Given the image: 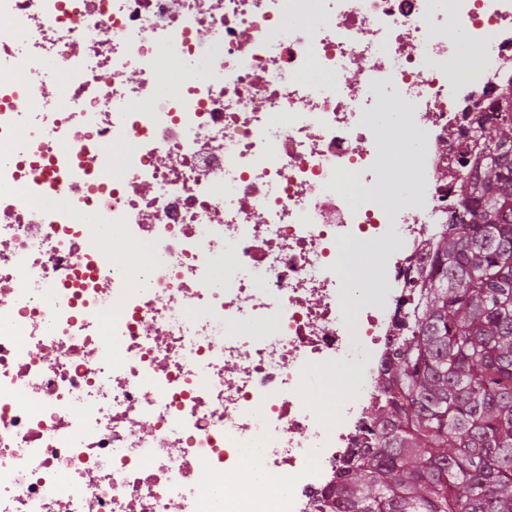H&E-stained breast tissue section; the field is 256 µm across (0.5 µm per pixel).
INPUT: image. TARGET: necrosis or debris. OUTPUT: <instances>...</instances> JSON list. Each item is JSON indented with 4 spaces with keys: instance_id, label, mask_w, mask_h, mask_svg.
Instances as JSON below:
<instances>
[{
    "instance_id": "obj_1",
    "label": "necrosis or debris",
    "mask_w": 512,
    "mask_h": 512,
    "mask_svg": "<svg viewBox=\"0 0 512 512\" xmlns=\"http://www.w3.org/2000/svg\"><path fill=\"white\" fill-rule=\"evenodd\" d=\"M0 17V512H265L250 459L288 512H321L457 205L440 171L512 82V0ZM101 224L146 261H108ZM343 242L378 255L372 279L343 272Z\"/></svg>"
}]
</instances>
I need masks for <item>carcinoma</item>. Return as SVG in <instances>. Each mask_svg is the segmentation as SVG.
Returning a JSON list of instances; mask_svg holds the SVG:
<instances>
[{"label": "carcinoma", "instance_id": "cac0c4a2", "mask_svg": "<svg viewBox=\"0 0 512 512\" xmlns=\"http://www.w3.org/2000/svg\"><path fill=\"white\" fill-rule=\"evenodd\" d=\"M447 171L461 212L408 281L370 441L325 512H512V91Z\"/></svg>", "mask_w": 512, "mask_h": 512}]
</instances>
